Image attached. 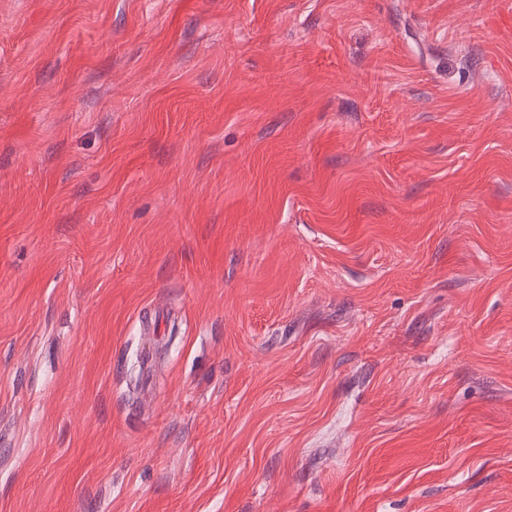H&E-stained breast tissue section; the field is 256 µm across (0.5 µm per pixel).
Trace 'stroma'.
I'll list each match as a JSON object with an SVG mask.
<instances>
[{"mask_svg": "<svg viewBox=\"0 0 512 512\" xmlns=\"http://www.w3.org/2000/svg\"><path fill=\"white\" fill-rule=\"evenodd\" d=\"M0 512H512V0H0Z\"/></svg>", "mask_w": 512, "mask_h": 512, "instance_id": "35a3bbf8", "label": "stroma"}]
</instances>
